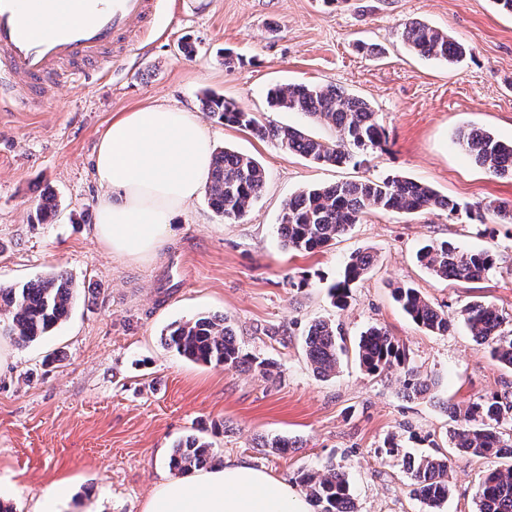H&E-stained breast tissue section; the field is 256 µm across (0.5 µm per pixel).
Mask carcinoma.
<instances>
[{
    "instance_id": "carcinoma-1",
    "label": "carcinoma",
    "mask_w": 512,
    "mask_h": 512,
    "mask_svg": "<svg viewBox=\"0 0 512 512\" xmlns=\"http://www.w3.org/2000/svg\"><path fill=\"white\" fill-rule=\"evenodd\" d=\"M402 40L418 56L459 62L468 49L438 28L412 22L401 32ZM270 107L286 112H302L315 124L333 129L332 139H323L291 126L261 122L253 113L213 94L203 98L207 112L227 125L249 130L259 139L278 142L318 165H360L370 150L378 147L384 129L377 113L364 99L349 95L333 84L277 85L267 92ZM458 143L476 165L498 178L512 179V142L506 143L481 129H465ZM265 170L253 157L226 148L214 154L206 194L224 222L243 220L259 197ZM56 196L46 193L37 204L40 222L54 217ZM432 209L459 211V205L443 197L430 185L402 175L337 182L304 189L290 197L279 215L278 234L284 245L311 253L336 240L372 212L417 213ZM468 218L480 224L491 215L498 224H512V207L489 202ZM417 262L443 280L474 283L494 269L495 258L488 249L464 251L446 240L432 241L416 253ZM368 252L350 256L340 277L329 288L336 307L347 305L352 286L373 265ZM75 286L64 273L23 284L0 286V301L10 309L3 332L25 345L48 335L67 318L74 300ZM394 299L412 321L433 335H446L455 317L435 307L418 289H394ZM469 334L480 346L489 348L496 361L512 368V334L505 335V318L499 310L481 301L466 304L458 312ZM164 344L179 355L196 362L224 367L265 369V362L244 353L231 321L226 316H199L172 324ZM347 351L342 330L330 320H318L306 331L305 354L317 375L336 373ZM361 369L369 375L406 370L402 395L415 398L432 391V383L406 368L407 357L398 341L378 326L364 331L355 347ZM448 415L456 423L450 441L458 455L487 461L512 457V401L497 396L465 405L449 404ZM213 459L210 445L188 437L179 442L169 458L172 470L186 473L206 467ZM407 474L413 495L430 509L441 506L451 493L448 457L421 456L408 463ZM299 483L318 512H355L349 482L343 471L329 461L323 473L301 472ZM478 512H512V468L487 470L478 492Z\"/></svg>"
}]
</instances>
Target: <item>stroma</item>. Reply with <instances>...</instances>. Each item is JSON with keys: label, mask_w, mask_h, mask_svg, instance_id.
I'll return each instance as SVG.
<instances>
[{"label": "stroma", "mask_w": 512, "mask_h": 512, "mask_svg": "<svg viewBox=\"0 0 512 512\" xmlns=\"http://www.w3.org/2000/svg\"><path fill=\"white\" fill-rule=\"evenodd\" d=\"M160 2L141 52L123 65L0 112V284L62 272L76 287L68 318L49 335L23 346L0 338V500L33 512L66 479L79 512H143L171 474L175 445L193 435L211 443L216 461L244 457L292 485L333 461L357 512H427L411 492L407 457L449 452L445 404L511 395L512 368L463 324L445 336L425 332L393 290L417 288L451 314L485 301L512 321V224H477L465 214L511 202L512 179L489 175L456 142L471 127L512 141V16L494 0ZM415 20L463 42L466 58L448 65L413 55L401 32ZM185 41L195 44L193 56L181 52ZM360 41L380 55L358 52ZM283 83H331L364 98L387 145L355 168L317 165L202 107L211 93L262 122L332 137L302 113L269 108L268 88ZM152 100L199 113L215 146L257 159L266 181L243 221L225 223L203 195L174 217L171 238L153 254L118 258L94 236V150L114 116ZM390 174L432 186L460 212L372 213L314 253L281 242V207L300 190ZM47 191L58 211L41 224L36 204ZM433 240L492 250L496 267L476 283L433 277L415 259ZM358 251L375 263L336 308L328 288ZM214 314L231 319L245 353L272 362L271 375L196 363L166 347L171 323ZM318 319L339 323L351 343L368 327L387 330L410 367L433 382L434 399H403L400 376L368 375L350 354L335 376H318L304 350ZM277 435L295 448L261 447ZM391 443L399 451L390 456ZM487 467L454 458L439 512H476Z\"/></svg>", "instance_id": "1"}]
</instances>
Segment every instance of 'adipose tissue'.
<instances>
[{
  "instance_id": "1",
  "label": "adipose tissue",
  "mask_w": 512,
  "mask_h": 512,
  "mask_svg": "<svg viewBox=\"0 0 512 512\" xmlns=\"http://www.w3.org/2000/svg\"><path fill=\"white\" fill-rule=\"evenodd\" d=\"M214 145L196 113L153 101L115 116L100 137L94 177L104 193L95 235L114 256L154 252L170 218L205 189ZM143 512H313L295 487L243 458L161 481Z\"/></svg>"
}]
</instances>
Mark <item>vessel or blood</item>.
<instances>
[{"label":"vessel or blood","mask_w":512,"mask_h":512,"mask_svg":"<svg viewBox=\"0 0 512 512\" xmlns=\"http://www.w3.org/2000/svg\"><path fill=\"white\" fill-rule=\"evenodd\" d=\"M159 7V0H0V105L44 100L70 80L68 64L88 77L105 58L121 62Z\"/></svg>","instance_id":"vessel-or-blood-1"}]
</instances>
